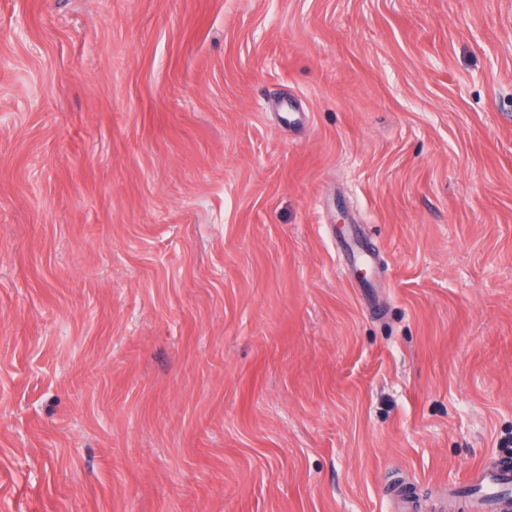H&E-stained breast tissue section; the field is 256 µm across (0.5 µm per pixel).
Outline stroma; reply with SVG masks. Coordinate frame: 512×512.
I'll list each match as a JSON object with an SVG mask.
<instances>
[{
  "label": "stroma",
  "instance_id": "35a3bbf8",
  "mask_svg": "<svg viewBox=\"0 0 512 512\" xmlns=\"http://www.w3.org/2000/svg\"><path fill=\"white\" fill-rule=\"evenodd\" d=\"M511 440L512 0H0V512H470ZM338 245L349 268L352 269L358 264L369 268L377 266V254L373 252V249L360 232H356L355 235L352 234L347 239L340 240Z\"/></svg>",
  "mask_w": 512,
  "mask_h": 512
}]
</instances>
